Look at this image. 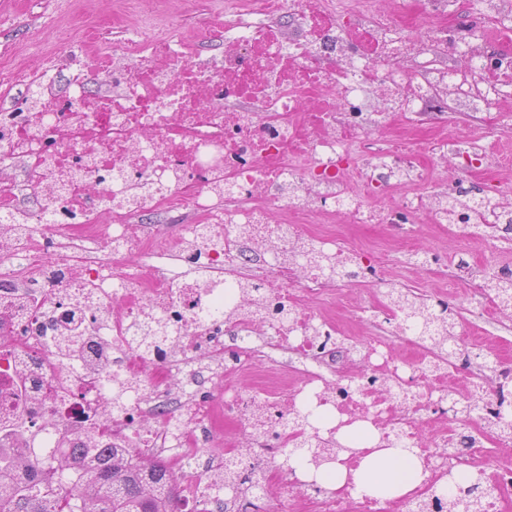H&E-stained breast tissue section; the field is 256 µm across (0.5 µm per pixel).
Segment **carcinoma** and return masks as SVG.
I'll use <instances>...</instances> for the list:
<instances>
[{
  "instance_id": "cac0c4a2",
  "label": "carcinoma",
  "mask_w": 512,
  "mask_h": 512,
  "mask_svg": "<svg viewBox=\"0 0 512 512\" xmlns=\"http://www.w3.org/2000/svg\"><path fill=\"white\" fill-rule=\"evenodd\" d=\"M302 262L330 279L336 278V256L306 248ZM486 287L496 293L503 314L512 316V282L494 276ZM405 311V329L431 336L439 351L450 354L454 320L445 303H428L410 293L390 289ZM99 398L118 415L139 397V388L110 373L97 377ZM131 464L128 448H27L11 454L0 447V512H179V494L171 467L147 451ZM254 476L232 468L216 489L228 493L252 482ZM475 491L460 487L452 496L435 494L436 512H477Z\"/></svg>"
}]
</instances>
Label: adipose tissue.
<instances>
[{"label": "adipose tissue", "instance_id": "ef3b65f1", "mask_svg": "<svg viewBox=\"0 0 512 512\" xmlns=\"http://www.w3.org/2000/svg\"><path fill=\"white\" fill-rule=\"evenodd\" d=\"M295 473L329 487L350 486L357 496L392 500L414 490L423 480V467L415 449L385 448L361 460L355 470L341 462L314 466L308 458L293 462Z\"/></svg>", "mask_w": 512, "mask_h": 512}]
</instances>
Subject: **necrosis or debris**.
Wrapping results in <instances>:
<instances>
[{"label":"necrosis or debris","instance_id":"4bbe7bcc","mask_svg":"<svg viewBox=\"0 0 512 512\" xmlns=\"http://www.w3.org/2000/svg\"><path fill=\"white\" fill-rule=\"evenodd\" d=\"M420 20L401 24L372 0H226L220 55L178 68L197 45L179 38L100 43L48 68L0 71V447L25 448L54 417L68 447L148 448L181 463L184 512H240L250 487L217 496L194 471L198 449L254 473L279 512H424L453 468L472 471L482 512H512V434L489 432L491 411L512 409V357L495 354L493 375L472 382L478 344L456 338L438 360L425 338L400 345L360 340L311 305L327 279L299 270L298 243L315 245L310 214L346 217L411 239L416 224H448L461 238L512 241V220L476 206L449 213L453 188L406 146L443 112L512 110V0H417ZM96 74L97 93L86 89ZM388 130L386 147L375 131ZM270 240L274 252L258 250ZM178 261L168 275L132 255L154 243ZM344 289L377 286L387 262L374 249L336 251ZM258 268L257 301L230 319L201 320L226 291L201 284ZM94 297H87L89 286ZM161 317L180 345L149 358L131 348L137 324ZM71 329L77 363L137 383L139 399L106 412L82 371L51 343ZM206 349L218 370L197 368L188 393L171 377L182 356ZM291 356V379L272 364L243 377L270 351ZM76 363V364H77ZM385 377L388 389L371 386ZM472 384L484 409L461 418L449 390ZM330 417L311 436L307 406ZM364 428L382 448L416 449L425 477L383 503L281 481L288 449L325 448L343 429ZM249 452L238 448L240 436Z\"/></svg>","mask_w":512,"mask_h":512}]
</instances>
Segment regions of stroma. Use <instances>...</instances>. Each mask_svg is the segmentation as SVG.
<instances>
[{
    "mask_svg": "<svg viewBox=\"0 0 512 512\" xmlns=\"http://www.w3.org/2000/svg\"><path fill=\"white\" fill-rule=\"evenodd\" d=\"M154 8L158 29L180 37L193 38L203 21L224 23V0H0V65L18 64L26 69L40 67L45 60L67 53L78 44L86 27L104 24L109 39L129 36L139 27L140 15ZM440 136L477 138L500 162V171L512 175V112L463 113L449 111L438 122ZM316 232L328 237V251H335L337 239L360 247L385 248L391 265L384 283L409 291L432 302L447 289L465 294L450 310L459 326L475 336L491 337L494 344L512 349V317L486 314L479 305L486 296L482 281L460 280V261L492 270L495 265L512 263V245L502 248L477 240H462L440 231L432 224L416 225L414 247L442 255L445 265L433 273L409 265L405 246L361 235L358 225L319 224Z\"/></svg>",
    "mask_w": 512,
    "mask_h": 512,
    "instance_id": "stroma-1",
    "label": "stroma"
}]
</instances>
